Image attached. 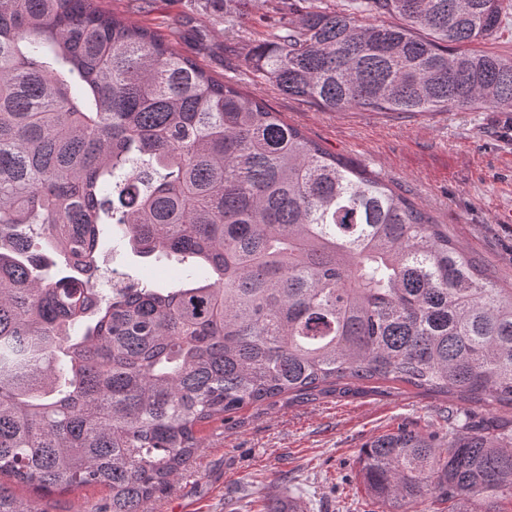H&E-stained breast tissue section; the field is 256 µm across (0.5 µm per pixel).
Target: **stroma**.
Returning <instances> with one entry per match:
<instances>
[{"label": "stroma", "mask_w": 512, "mask_h": 512, "mask_svg": "<svg viewBox=\"0 0 512 512\" xmlns=\"http://www.w3.org/2000/svg\"><path fill=\"white\" fill-rule=\"evenodd\" d=\"M103 8L152 25L215 77L261 98L329 152L398 184L448 237L512 286V112H324L254 80L243 59L262 32L268 5L246 26L248 38L224 48L222 0H102ZM152 287L174 288L175 258L133 255L110 243L100 260ZM448 401L383 381L361 390L247 407L234 421L212 423L192 464L158 493L148 512H263L280 499L302 512H381L364 493L357 459L376 436L407 426L447 428Z\"/></svg>", "instance_id": "1"}]
</instances>
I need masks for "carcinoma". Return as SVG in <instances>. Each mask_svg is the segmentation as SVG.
<instances>
[{"label": "carcinoma", "instance_id": "1", "mask_svg": "<svg viewBox=\"0 0 512 512\" xmlns=\"http://www.w3.org/2000/svg\"><path fill=\"white\" fill-rule=\"evenodd\" d=\"M261 0H224V38ZM246 56L329 112H512L491 38L512 0H277ZM382 13L390 23H358ZM185 263L177 288L93 287L107 233ZM204 264L209 276L198 278ZM395 381L452 402L448 438L367 443L368 495L410 512L512 499V288L404 192L327 152L99 0H0V475L148 512L201 428L285 395ZM0 512H40L0 485ZM475 421H483L490 425L495 433L512 432V410L510 408H475L471 413Z\"/></svg>", "mask_w": 512, "mask_h": 512}]
</instances>
